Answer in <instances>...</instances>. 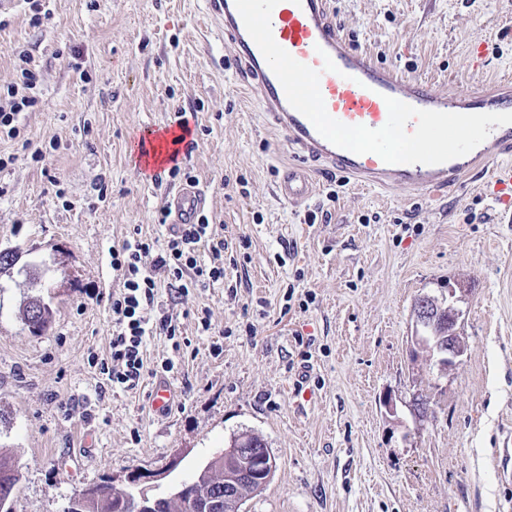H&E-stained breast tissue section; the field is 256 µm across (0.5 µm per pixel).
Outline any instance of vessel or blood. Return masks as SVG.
Returning a JSON list of instances; mask_svg holds the SVG:
<instances>
[{"mask_svg": "<svg viewBox=\"0 0 512 512\" xmlns=\"http://www.w3.org/2000/svg\"><path fill=\"white\" fill-rule=\"evenodd\" d=\"M211 14L223 23L224 40L235 49L233 67L254 94L269 126L291 149L294 160L275 184L280 199L298 203L312 194L308 168L323 162L358 184L370 187H405L417 193H432L454 186L479 166H495L493 192L504 205L512 203V165H499L512 156V124L490 132L469 154L439 165L388 164L374 154L358 155L332 145L313 124L289 104L284 89L262 52L248 34L235 0H206ZM276 43L297 61L320 71L319 89L328 114L339 122L371 129L386 125V98L393 97L421 110L481 114L512 113V92L473 90L445 97L423 81L409 80L358 50L333 18L330 0H279L271 14ZM161 159L153 163L154 176H161L174 162L183 160L192 143L178 122L162 129ZM207 204L205 194L189 184L169 194L165 208L174 224L195 223Z\"/></svg>", "mask_w": 512, "mask_h": 512, "instance_id": "b4317fda", "label": "vessel or blood"}]
</instances>
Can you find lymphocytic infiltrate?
Instances as JSON below:
<instances>
[{
  "instance_id": "1",
  "label": "lymphocytic infiltrate",
  "mask_w": 512,
  "mask_h": 512,
  "mask_svg": "<svg viewBox=\"0 0 512 512\" xmlns=\"http://www.w3.org/2000/svg\"><path fill=\"white\" fill-rule=\"evenodd\" d=\"M39 104L38 78L35 72L21 68L19 83L0 93V136L20 137L21 116ZM224 239L216 233L206 214L196 223L179 225L164 244L134 231L111 253L112 271L120 282L109 298L112 312V338L109 357L100 371L113 388L136 389L149 371L146 343L150 336L163 334L173 349L181 347V331L176 320L164 312L159 294L167 286L182 300L194 290L224 278ZM209 259H202V252Z\"/></svg>"
}]
</instances>
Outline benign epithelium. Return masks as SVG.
Returning <instances> with one entry per match:
<instances>
[{"label":"benign epithelium","instance_id":"benign-epithelium-1","mask_svg":"<svg viewBox=\"0 0 512 512\" xmlns=\"http://www.w3.org/2000/svg\"><path fill=\"white\" fill-rule=\"evenodd\" d=\"M414 315L417 346L429 353L439 372L449 371L466 348L459 331L463 311L457 305L455 289H448V295L441 298L428 295L420 298ZM220 456L224 458V464H232L235 468V473L224 478V512H241L242 486L269 474L272 462L267 450L257 447L248 432L239 434ZM127 512H157V504L144 495L134 497L127 503Z\"/></svg>","mask_w":512,"mask_h":512}]
</instances>
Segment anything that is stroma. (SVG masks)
<instances>
[{
  "label": "stroma",
  "mask_w": 512,
  "mask_h": 512,
  "mask_svg": "<svg viewBox=\"0 0 512 512\" xmlns=\"http://www.w3.org/2000/svg\"><path fill=\"white\" fill-rule=\"evenodd\" d=\"M205 2L42 0L38 28L26 0L0 15V87L18 81L23 50L41 92L24 139L0 140L17 157L0 170V250L18 254L0 274V451L21 467L15 512H64L87 485L122 488L182 456L168 483L137 486L163 495L245 431L276 468L244 512H512V223L487 173L429 198L323 171L305 203L280 200L291 153L229 69L235 50ZM331 3L356 47L438 93L512 82V0ZM180 115L196 143L183 166L226 249L223 281L167 307L184 353L147 342L151 367L176 364L178 402L161 415L152 376L114 390L88 358L109 354L113 247L137 228L170 234L156 214L183 181L152 179L137 147ZM451 288L467 349L441 377L415 349L414 307ZM30 296L56 311L39 336L20 319Z\"/></svg>",
  "instance_id": "1"
}]
</instances>
